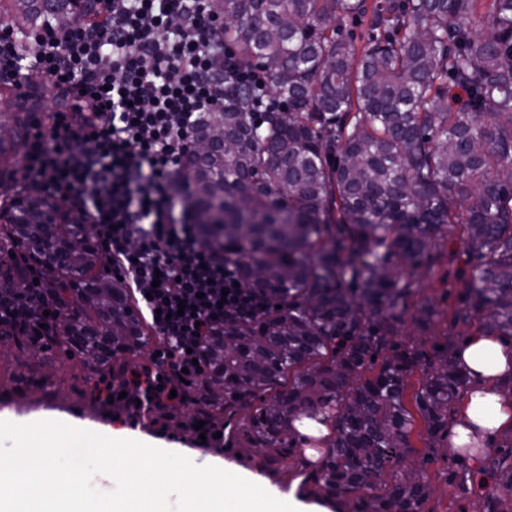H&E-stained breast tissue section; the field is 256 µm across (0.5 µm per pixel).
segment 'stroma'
I'll use <instances>...</instances> for the list:
<instances>
[{
    "instance_id": "obj_1",
    "label": "stroma",
    "mask_w": 512,
    "mask_h": 512,
    "mask_svg": "<svg viewBox=\"0 0 512 512\" xmlns=\"http://www.w3.org/2000/svg\"><path fill=\"white\" fill-rule=\"evenodd\" d=\"M66 99L45 86L39 85L13 93L0 103V122L13 123L17 115H28L36 119L38 114L65 109ZM467 245L460 232L449 234L431 258L430 266L418 276V300H426L437 313L434 323L427 332H419L411 317H404L399 330V338L407 344L423 343L428 356H436L439 346L447 337L467 339L474 332L473 327H464L453 320V315L463 305V294L470 267L466 263ZM21 353L14 343L0 340V411L7 420L16 423H29L42 419L62 421L72 419L77 422H91L122 432L123 426L113 415L91 413L73 391L80 374L77 360L58 357L46 366L45 373L52 381L51 387L42 388L30 385L15 377V366ZM143 432L147 444L180 448L193 452L199 466L212 464L221 459L236 464L246 470L265 476L273 491L294 493L296 499L308 512H325V504L314 500L300 491V479L295 465L283 466L266 464L261 453L243 448L236 442L227 440L212 448H199L195 445V434L179 422L157 423L145 426ZM414 451L406 461L412 468L426 467L430 476L428 512H481L482 506L474 496L461 493L452 480L456 469L455 453L449 439L442 438L428 443L421 431L412 435Z\"/></svg>"
}]
</instances>
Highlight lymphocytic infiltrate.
I'll return each instance as SVG.
<instances>
[{"label":"lymphocytic infiltrate","mask_w":512,"mask_h":512,"mask_svg":"<svg viewBox=\"0 0 512 512\" xmlns=\"http://www.w3.org/2000/svg\"><path fill=\"white\" fill-rule=\"evenodd\" d=\"M209 11L210 0H87L68 26L32 33L27 47L0 34V76L27 75L71 100L34 121L17 184L92 225L163 338L153 367L109 389L132 423L170 403L176 378L199 377L192 352L202 337L262 307L222 256L199 246L184 206L194 130L224 104V30ZM57 305L44 295L34 317L27 300H1L0 328L37 334Z\"/></svg>","instance_id":"obj_1"}]
</instances>
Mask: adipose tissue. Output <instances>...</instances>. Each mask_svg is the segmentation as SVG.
Returning <instances> with one entry per match:
<instances>
[{
  "label": "adipose tissue",
  "mask_w": 512,
  "mask_h": 512,
  "mask_svg": "<svg viewBox=\"0 0 512 512\" xmlns=\"http://www.w3.org/2000/svg\"><path fill=\"white\" fill-rule=\"evenodd\" d=\"M469 383L456 404L451 442L465 448L487 443L512 430V394L502 381L512 376V351L493 337L475 332L456 353Z\"/></svg>",
  "instance_id": "adipose-tissue-1"
}]
</instances>
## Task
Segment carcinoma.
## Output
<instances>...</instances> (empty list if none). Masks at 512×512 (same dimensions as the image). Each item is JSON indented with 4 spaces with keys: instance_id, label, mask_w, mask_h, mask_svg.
Instances as JSON below:
<instances>
[{
    "instance_id": "carcinoma-1",
    "label": "carcinoma",
    "mask_w": 512,
    "mask_h": 512,
    "mask_svg": "<svg viewBox=\"0 0 512 512\" xmlns=\"http://www.w3.org/2000/svg\"><path fill=\"white\" fill-rule=\"evenodd\" d=\"M81 0H0L16 33L80 14ZM224 18L226 69L267 80L228 83L224 108L195 131L227 144L182 172L186 208L205 217L199 243L236 268L263 309L224 322L202 342L204 374L179 409L154 416L224 421L229 438L275 463L299 459L301 488L332 512H427L428 474L404 469L415 416L428 442L448 434L467 378L453 340L434 363L396 340L414 275L448 232L465 236V307L489 336L512 337V0H212ZM366 21L358 52L342 37ZM26 122L0 124L13 153ZM0 293L31 275L57 287L51 335L0 332L29 379L64 354L81 365L76 395L109 408L100 385L145 366L151 328L84 224L57 204L15 197L0 208ZM435 312L416 308L422 330ZM422 373L415 411L405 405ZM242 420L232 423V417ZM322 415L316 462L295 423ZM456 486L497 512L512 490V449Z\"/></svg>"
}]
</instances>
